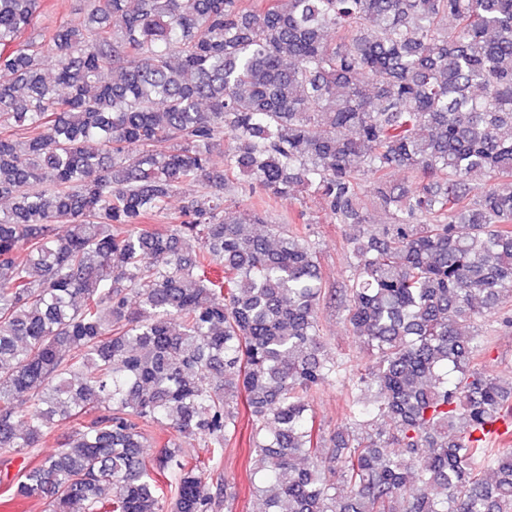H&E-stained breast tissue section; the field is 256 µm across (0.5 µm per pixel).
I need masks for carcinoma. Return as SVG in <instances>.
<instances>
[{"mask_svg": "<svg viewBox=\"0 0 512 512\" xmlns=\"http://www.w3.org/2000/svg\"><path fill=\"white\" fill-rule=\"evenodd\" d=\"M41 5L0 0V454H33L9 500L217 512L241 399L264 512H512V381L464 335L512 302V0H93L37 45ZM242 176L390 222L331 288L304 212L229 215ZM328 295L369 364L326 438Z\"/></svg>", "mask_w": 512, "mask_h": 512, "instance_id": "cac0c4a2", "label": "carcinoma"}]
</instances>
